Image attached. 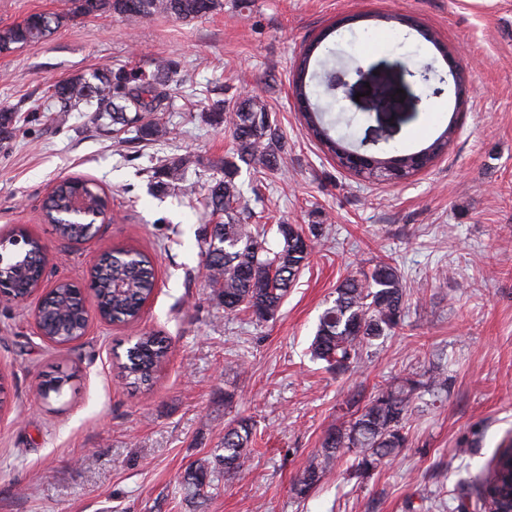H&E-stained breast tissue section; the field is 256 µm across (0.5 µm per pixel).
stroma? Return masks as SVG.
<instances>
[{"mask_svg":"<svg viewBox=\"0 0 512 512\" xmlns=\"http://www.w3.org/2000/svg\"><path fill=\"white\" fill-rule=\"evenodd\" d=\"M435 42L426 41L422 30ZM337 67L399 59L430 67L443 84V112L420 111L389 140L399 152L430 145L455 127L445 152L397 182L369 181L341 167L311 135L292 96L291 65L308 45ZM465 78L464 101L444 61ZM174 60L194 90L178 93L149 144L118 143L87 114L59 126L31 113L52 86L103 68L134 74ZM253 92L287 143L280 168L257 186L236 181L250 223L313 229L309 264L276 321L226 313L202 275L196 243L209 222L175 196L158 197L150 157L186 155L201 174L229 155L223 128L204 124L212 98ZM23 117L0 143V235L41 238L51 255L40 290L0 306V512H456L473 508L471 481L512 440V0H224L192 22L157 15L136 28L109 14L80 17L46 41L0 53V108ZM93 180L108 194L111 222L86 243L58 240L42 204L55 180ZM115 246L150 255L156 289L139 321L92 316L79 340L59 346L39 335L34 312L46 289L85 288L97 259ZM380 259L395 265L408 294L403 327L346 373L313 361L318 318L341 280ZM169 343L154 382L133 389L113 370L135 336ZM442 368L446 400L413 412L408 445L363 477L342 459L304 498L291 487L320 453L329 430L350 415L348 400L371 398L395 379ZM71 374L41 398L44 374ZM233 392L225 404V392ZM255 422L240 477L214 472L201 499L180 478L213 460L235 416Z\"/></svg>","mask_w":512,"mask_h":512,"instance_id":"1","label":"stroma"}]
</instances>
